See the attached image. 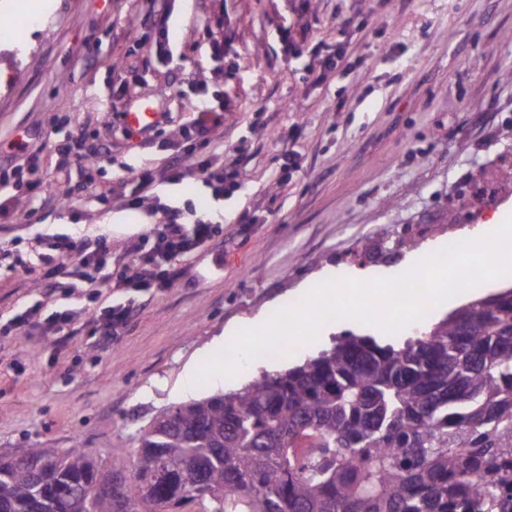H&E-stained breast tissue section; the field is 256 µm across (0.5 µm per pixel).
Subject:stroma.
<instances>
[{
  "label": "stroma",
  "mask_w": 512,
  "mask_h": 512,
  "mask_svg": "<svg viewBox=\"0 0 512 512\" xmlns=\"http://www.w3.org/2000/svg\"><path fill=\"white\" fill-rule=\"evenodd\" d=\"M173 58L159 60L149 0H58L32 27L25 0L11 12L21 50H0V165L12 142L46 136L62 143L85 132L106 145L92 186L53 150L38 178L75 186L73 201L25 188L0 189V454L68 448L81 442L102 464L114 450L137 454L138 430L160 409L214 394L212 381L184 391L187 365L203 367L228 327L288 306L302 284L403 273L442 247L449 230L465 238L512 214V198L489 210L473 187L512 173V0H166ZM291 28L287 50L283 28ZM344 49L319 76L320 58ZM155 113L148 128L125 113ZM208 112L224 129L214 163H235L240 187L213 197L198 177L168 180L180 129ZM115 113L105 125L107 113ZM298 169L282 170L283 153ZM152 169L156 184L138 211L106 207L102 194L126 179V165ZM188 221L218 226L211 243L183 257L185 277L151 293L85 287L47 293L44 238L112 237L114 278L132 262V241L161 223L158 203ZM25 221H18V214ZM132 304L121 336L105 342L83 327L66 345L10 330L31 306L43 315ZM394 342L389 333L344 319L315 342L240 369L233 388L261 371L285 370L346 332Z\"/></svg>",
  "instance_id": "35a3bbf8"
}]
</instances>
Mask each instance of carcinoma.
<instances>
[{
  "instance_id": "1",
  "label": "carcinoma",
  "mask_w": 512,
  "mask_h": 512,
  "mask_svg": "<svg viewBox=\"0 0 512 512\" xmlns=\"http://www.w3.org/2000/svg\"><path fill=\"white\" fill-rule=\"evenodd\" d=\"M135 442L131 480L77 443L0 455V512H512V289L399 343L338 336Z\"/></svg>"
}]
</instances>
